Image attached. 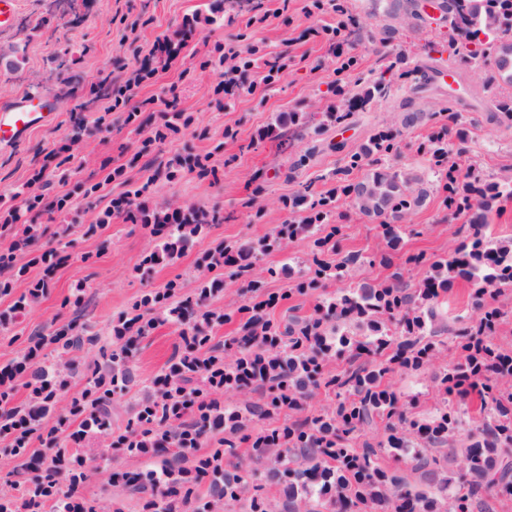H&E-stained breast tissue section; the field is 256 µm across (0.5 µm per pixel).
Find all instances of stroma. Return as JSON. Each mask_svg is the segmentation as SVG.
<instances>
[{"label":"stroma","mask_w":512,"mask_h":512,"mask_svg":"<svg viewBox=\"0 0 512 512\" xmlns=\"http://www.w3.org/2000/svg\"><path fill=\"white\" fill-rule=\"evenodd\" d=\"M213 0H20V12L10 30L0 32V101L22 92L50 95L59 118L54 126L33 131L27 140L9 150L0 149V202L27 187L50 154L67 149L72 175L69 181H53L55 195H69L67 222L53 223L48 237L71 245L72 256L54 267L32 263V254L20 251L18 265L27 273L12 295L0 296V310L11 306L15 296L25 293L31 282L46 280L41 301L21 317L24 336L12 338L0 332V367L20 358L28 346L27 336L62 324L74 316L108 332L113 318L128 309L146 288L176 282L184 291L198 286L196 269L200 258L216 247L237 241L255 240L288 223L283 201L298 183H312L315 191L330 189L329 173L343 166L346 152L356 150L375 130L400 128L396 98L374 100L356 113L352 124L341 129L326 124L325 114L336 99L328 86L336 79V59L328 45L312 36L311 28L336 25L332 7L309 14L307 0H246L244 7L225 8L211 16ZM347 15L359 24L367 38L346 46L363 70L379 69L385 61L403 53L426 61L429 44L438 41L439 26L415 28L400 17L379 8L376 0H345ZM268 14L266 23L255 16ZM389 27L391 43L369 40V33ZM258 46L270 56H287L291 64L274 85L259 83L250 71L253 90L221 93L227 62L220 56L225 44ZM112 73L126 77L142 65L152 76L133 87L130 106L141 107L150 121L134 129L126 121L125 108L108 110L107 100L89 95V86L100 79L104 64ZM176 99L177 111L188 122L167 133L157 143L154 159L190 153L205 160L209 175L188 174L173 181L155 178L152 168L134 158L140 142L162 127L166 117L163 102ZM291 112L313 116L326 126L325 140L341 143L342 151L328 147L309 167L293 170L292 163L304 141L284 148L281 137L287 124L276 117ZM94 123L92 135L82 144H70L69 133L77 120ZM471 119L467 145L471 164L494 179L512 174V129L487 123L482 112ZM150 182V204L196 203L223 212L224 221L210 225L173 263L161 264L150 281L136 272L149 255L155 240L149 230L115 217L104 227H95L100 210L121 194L125 181ZM96 187V209H87L82 195L73 191L75 182ZM264 184L255 195L256 184ZM439 191H431L422 207L406 218L417 228L404 235L402 250L429 255L447 254L460 239V220L449 217ZM335 222L344 250L370 255L384 251L385 242L375 221L351 204H342ZM83 287V307L74 311L66 305L76 287ZM178 336L172 326L160 327L142 344L134 372L147 381L167 363ZM431 369L397 372L389 376L391 387L419 398L417 414H432L437 405Z\"/></svg>","instance_id":"stroma-1"}]
</instances>
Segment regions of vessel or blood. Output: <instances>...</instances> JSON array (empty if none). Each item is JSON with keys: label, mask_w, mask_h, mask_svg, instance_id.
Wrapping results in <instances>:
<instances>
[{"label": "vessel or blood", "mask_w": 512, "mask_h": 512, "mask_svg": "<svg viewBox=\"0 0 512 512\" xmlns=\"http://www.w3.org/2000/svg\"><path fill=\"white\" fill-rule=\"evenodd\" d=\"M57 111L44 98L21 94L0 102V148L20 145L35 129L52 124Z\"/></svg>", "instance_id": "vessel-or-blood-1"}]
</instances>
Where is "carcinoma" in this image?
<instances>
[{
  "instance_id": "obj_1",
  "label": "carcinoma",
  "mask_w": 512,
  "mask_h": 512,
  "mask_svg": "<svg viewBox=\"0 0 512 512\" xmlns=\"http://www.w3.org/2000/svg\"><path fill=\"white\" fill-rule=\"evenodd\" d=\"M414 26L426 22L418 0H391ZM446 33L429 51L448 53L451 65L485 72L483 92L490 96L486 120L512 127V96L498 92L499 81L512 84V0H439ZM434 66L412 64L397 55L380 71H363L347 57L336 71L328 92L340 100L331 122L345 127L375 97L403 95L407 109L402 127L427 119L429 132L416 143L424 159L421 172L394 168L390 160L401 153L397 135L379 129L346 164L330 173L334 186L316 194L304 183L288 197L294 221L286 230L260 240L230 245L205 256L196 291L184 293L174 282L153 288L128 311L112 320V348L100 347L104 364L85 367L86 386L66 411H58V395L80 373L77 355L100 341L91 326L73 319L28 338L26 353L0 369V441L3 451L23 458L42 422L55 418L47 434V454L28 465L24 477L17 465L3 479L0 512H99L84 501L77 487L91 473L80 441L90 432L111 437V447L129 457L159 460L160 468L129 471L112 466L110 481L137 498L139 512H272L270 501L250 488L259 470L283 486L280 512H476L491 502L512 503V349L496 336L512 300V239L492 236L491 214L501 199L512 198V185L489 180L461 164L453 146L468 139L463 113L473 104L458 99L424 114L412 106L434 80ZM323 125L312 136L292 170L305 167L320 151ZM370 168L361 181L349 176ZM171 180L193 171L184 155L166 162ZM151 181L125 192L126 218L156 237L155 250L139 268L151 275L153 264L177 259L184 247L224 217L216 210L187 204L186 218L169 220V209L148 206ZM437 185L443 205L454 219H464L466 234L445 256L409 254L404 264L422 271L410 287L400 271L382 281L318 294L323 281L341 279L357 265L374 259L347 252L332 264L325 256L339 250V228L332 219L341 201L350 199L364 215L379 223L386 251L380 262L391 263L401 251L402 220L427 197L425 186ZM51 181L45 174L34 181V192L23 204L0 208L1 224H20L12 247L0 251V295L12 293L26 269L15 264V252L40 244L32 262L50 263L58 248L41 243L40 225L27 218L36 203L48 197ZM313 237L314 250L306 270L291 279L287 294L276 297L267 278L289 274V267L266 266L265 257L283 241L299 234ZM461 278L473 284L475 315L456 328L439 321L448 287ZM243 283L247 313L235 335L215 340L217 328L232 319L211 305L224 292L226 280ZM45 284H30L8 309L0 312V329L39 302ZM297 295L310 302V313L277 320L272 309L278 299ZM176 327L179 344L167 366L143 385L121 417L113 397L138 385L134 365L139 342L161 325ZM456 362L441 368L433 382L441 394L434 415L409 417L412 402L387 383L395 372L423 370L448 345ZM27 378L28 399L14 401L15 378ZM255 391L258 398L224 403V393ZM325 393L330 404L308 410V401ZM476 394L480 419L463 448L466 470L422 488L383 463L388 456L408 471L427 476L438 472L437 452L448 445L469 415L467 399ZM384 423L383 436L372 444L362 431L375 421ZM248 444L256 467L232 461L239 444ZM205 448L200 454L197 449ZM207 492L200 493L201 485Z\"/></svg>"
}]
</instances>
